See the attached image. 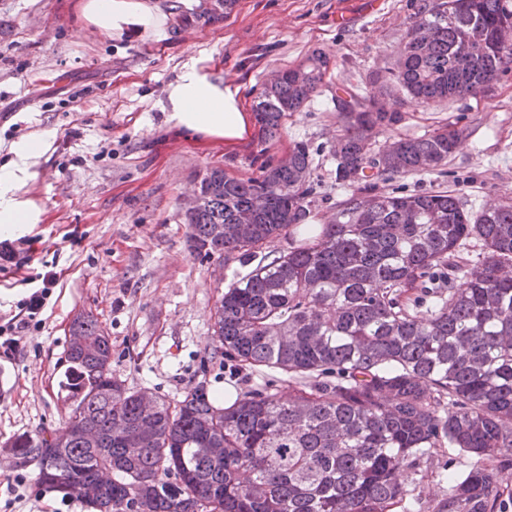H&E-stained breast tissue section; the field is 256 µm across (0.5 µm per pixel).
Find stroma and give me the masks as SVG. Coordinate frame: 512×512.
<instances>
[{
  "label": "stroma",
  "instance_id": "stroma-1",
  "mask_svg": "<svg viewBox=\"0 0 512 512\" xmlns=\"http://www.w3.org/2000/svg\"><path fill=\"white\" fill-rule=\"evenodd\" d=\"M81 2L0 0V165L25 138L50 142L26 187L44 210L41 224L0 237V329L15 316L28 322L14 349L0 346V512H86L78 498L38 486L36 463L18 462L6 447L67 416L60 384L77 314H92L107 332L114 377L170 402L195 387L220 402L225 390L239 396L274 377L216 351V308L253 264L236 253L204 259L190 247L185 203L207 170L247 179L307 145L305 221L333 223L352 193L336 178L334 156L343 132L336 99L352 89L400 116L373 136L372 153L444 126L463 132L444 165L377 181L373 193L447 190L474 214L512 203V70L466 98L420 104L405 95L388 71L414 22L412 0H239L227 17L172 20L159 42L100 36L84 23ZM317 49L330 59L324 83L287 113L274 139L255 128L228 147L160 109L185 64L198 63L214 83L239 85L250 106L271 75ZM47 272L58 273L57 283L29 316L27 302ZM476 464L450 448L406 470L411 512H429L447 492L441 472Z\"/></svg>",
  "mask_w": 512,
  "mask_h": 512
}]
</instances>
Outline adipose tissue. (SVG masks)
Returning a JSON list of instances; mask_svg holds the SVG:
<instances>
[{
    "mask_svg": "<svg viewBox=\"0 0 512 512\" xmlns=\"http://www.w3.org/2000/svg\"><path fill=\"white\" fill-rule=\"evenodd\" d=\"M81 11L107 38L166 35L167 15L155 0H85ZM161 109L175 125L228 144L243 140L251 131L252 118L242 104L239 86L214 83L193 63L168 85ZM48 148L44 137L20 142L11 160L0 166V235L24 233L41 223L43 209L26 197L24 188L34 176L36 159Z\"/></svg>",
    "mask_w": 512,
    "mask_h": 512,
    "instance_id": "obj_1",
    "label": "adipose tissue"
}]
</instances>
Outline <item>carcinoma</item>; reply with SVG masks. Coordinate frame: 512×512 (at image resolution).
<instances>
[{"label":"carcinoma","instance_id":"carcinoma-1","mask_svg":"<svg viewBox=\"0 0 512 512\" xmlns=\"http://www.w3.org/2000/svg\"><path fill=\"white\" fill-rule=\"evenodd\" d=\"M455 4L448 17L445 0H415L427 28L407 33L392 76L421 103L454 97L464 40L479 44L472 85L512 68V51L494 44L512 16L504 0ZM328 67L316 51L264 85L254 106L264 135L302 108ZM354 104L364 110L351 118ZM336 107L346 123L336 179L350 185L438 167L462 136L399 139L372 157V135L397 114L353 90ZM309 169L298 144L288 163L256 178L208 171L205 202L186 215L194 251L250 257L300 223ZM473 238L485 247L481 259L451 262ZM428 298L433 306L420 311ZM69 335L65 433L22 434L8 447L37 462V483L79 498L87 512H407L400 472L444 446L482 465L448 475L432 512L512 505L496 476L512 463V204L472 216L445 191L354 194L313 242L263 257L225 289L213 325L219 353L288 375L286 401L272 379L227 408L193 388L145 415L136 391L112 376V343L98 320L76 316ZM83 338L93 351L81 349Z\"/></svg>","mask_w":512,"mask_h":512}]
</instances>
